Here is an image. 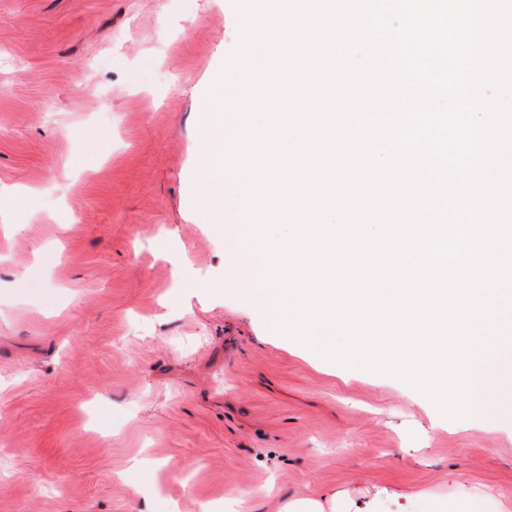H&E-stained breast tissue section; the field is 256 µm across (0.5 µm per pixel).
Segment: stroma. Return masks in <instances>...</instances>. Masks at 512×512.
Wrapping results in <instances>:
<instances>
[{
	"label": "stroma",
	"instance_id": "stroma-1",
	"mask_svg": "<svg viewBox=\"0 0 512 512\" xmlns=\"http://www.w3.org/2000/svg\"><path fill=\"white\" fill-rule=\"evenodd\" d=\"M232 0H0V512H276L356 488L512 496V417L300 350L197 197ZM31 196L26 208L8 195ZM184 254V270L162 258Z\"/></svg>",
	"mask_w": 512,
	"mask_h": 512
}]
</instances>
